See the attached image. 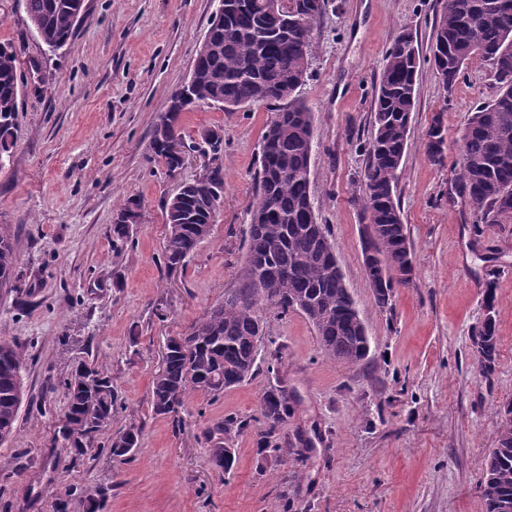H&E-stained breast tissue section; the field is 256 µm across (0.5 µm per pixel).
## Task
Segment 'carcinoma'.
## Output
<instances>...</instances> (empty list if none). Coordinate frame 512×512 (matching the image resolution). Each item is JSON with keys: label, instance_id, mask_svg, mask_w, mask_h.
<instances>
[{"label": "carcinoma", "instance_id": "carcinoma-1", "mask_svg": "<svg viewBox=\"0 0 512 512\" xmlns=\"http://www.w3.org/2000/svg\"><path fill=\"white\" fill-rule=\"evenodd\" d=\"M333 0H219L209 23L211 36L198 46L189 94L178 88L156 123L152 154L168 168L176 160L164 154L168 140L180 138L182 113L198 102H210L224 112L256 103L272 104L276 113L263 135L257 195L249 208L247 251L239 269L240 287L224 293V301L191 325L174 342L163 367L152 379V411L178 416L188 398H215L253 378L259 371L258 350L267 328L261 309L275 307L302 313L314 327L324 353L348 365L369 358L370 341L339 267L327 226L319 221L311 197L313 114L300 91L313 55L311 32ZM28 19L50 51L71 44L84 0H24ZM446 43L452 54H430L429 63L447 92L474 59L491 65L497 94L473 108L466 134L458 147L454 179L458 198L466 200L485 224L512 221V0H443L432 44ZM19 51L0 43V161L13 143L20 98L16 62ZM421 59L410 29L393 39L378 75L371 109L372 133L359 144L366 156L362 207L374 225L363 242L364 271L376 305L390 306L395 289L409 285L414 264L407 225L398 193L399 174L410 135L415 85ZM442 116H433L426 133V155L436 162L443 152ZM204 136L215 139L211 188H191L180 200L165 202L164 266H185L186 259L211 237L212 210L224 199L223 129ZM141 207L128 197L114 214L112 245L129 241L132 225L125 216ZM14 230L0 224V284H12L17 264ZM494 282L486 283L489 316L472 336L477 364L493 372L498 357ZM24 355L14 343L0 341V439L12 436L21 403ZM67 407L60 430L69 447L83 454L94 439L112 427L118 393L112 377L97 363H80L62 381ZM263 459H284L291 449L279 434L293 413L291 396L271 386L259 400ZM504 420L496 447L485 468L483 496L487 512H512V403L503 407ZM247 422L228 416L209 431L215 464L224 467L226 448ZM142 428L131 426L111 435L107 443L114 458L131 455L139 446ZM98 487L79 496L84 512H102Z\"/></svg>", "mask_w": 512, "mask_h": 512}]
</instances>
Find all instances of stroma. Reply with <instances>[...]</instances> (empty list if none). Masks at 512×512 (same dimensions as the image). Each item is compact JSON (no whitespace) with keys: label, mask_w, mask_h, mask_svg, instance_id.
I'll use <instances>...</instances> for the list:
<instances>
[{"label":"stroma","mask_w":512,"mask_h":512,"mask_svg":"<svg viewBox=\"0 0 512 512\" xmlns=\"http://www.w3.org/2000/svg\"><path fill=\"white\" fill-rule=\"evenodd\" d=\"M218 5L85 0L72 45L50 52L24 0H0V42L20 47L25 75L15 146L0 167V224L13 225L18 256L12 287L0 288V338L25 355L16 432L0 441V512H53L69 488L97 484L112 488L106 512H486L485 460L512 400V223H481L451 195L455 140L473 107L496 95L488 62L472 60L450 92L423 66L398 185L415 276L382 309L362 264L359 145L371 135L375 78L402 26L428 56L439 0H335L311 33L301 95L314 117L312 199L371 338L369 361L330 359L305 316L268 307L262 316L282 352L277 374L259 372L214 399L191 396L175 418L153 413L151 381L168 339L239 285L254 174L274 117L267 104L227 113L201 102L182 114L185 144L224 130V204L210 240L168 271L163 204L204 162L170 175L149 143ZM439 112L447 144L432 162L426 132ZM130 196L141 201L142 222L116 251L113 211ZM490 280L499 357L485 375L471 336ZM82 360L102 362L112 377L123 404L113 429H143L129 461L103 450L75 457L59 433L60 381ZM278 381L294 408L283 434L309 443L300 461L259 459L258 403ZM227 416L247 423L228 473L205 438Z\"/></svg>","instance_id":"obj_1"}]
</instances>
